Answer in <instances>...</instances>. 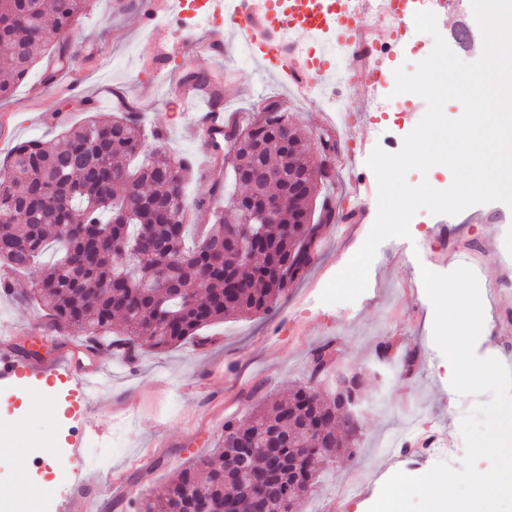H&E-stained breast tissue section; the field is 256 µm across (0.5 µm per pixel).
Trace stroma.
<instances>
[{"label":"stroma","instance_id":"1","mask_svg":"<svg viewBox=\"0 0 512 512\" xmlns=\"http://www.w3.org/2000/svg\"><path fill=\"white\" fill-rule=\"evenodd\" d=\"M124 2L119 9L114 0H91L74 25L77 37L89 44L90 56L50 85L44 84L42 70L52 61L43 59L8 100L0 101V162L21 141L59 143L63 128L81 123L89 111L118 113L127 103L145 132L162 130L173 155L194 168H206L209 159L195 133V106L179 95L184 74L192 70L234 72V80L224 83V110L236 114L240 123H247L258 105L271 98L312 137L332 136L341 129L322 99L298 93L280 73L261 71V51L268 41L279 40V33L256 35L248 48L228 33L222 53L203 54L195 46L210 34L212 24L181 19L173 10L156 20L168 44L162 57L151 46L150 28L140 23L136 0ZM415 7L435 13L441 36L460 60L473 63L481 58L483 37L471 0H457L452 8L444 0H416ZM461 26L471 29V44L455 42ZM345 102L350 126L345 140L337 144L342 151L363 140L368 147L398 152L406 130L427 110L419 97L404 104L389 98L385 111L370 112L368 123L362 124L354 111L355 96H346ZM367 160V154H358L356 170L365 176L369 190L363 218L346 236L337 235L335 224H328L315 263L274 315L225 319L206 329L212 345L199 348L188 341L147 355L133 369L121 356H107L105 387L92 386L84 393L63 376L36 381L32 393L44 402L38 412L22 407L20 390L0 388V442L12 448L11 456L0 461V480H10L18 460L38 445L42 463L35 473L54 481L46 512H57L68 492L66 481L53 478L55 461L70 470L83 469L98 494L111 478L124 475L125 500L104 504L103 512H139L142 500L160 494L189 459L211 453L224 433L225 419L245 418L263 401L286 398L292 386L306 382L311 350L327 342L336 350L340 369L361 375L362 431L355 457L343 455L324 466L305 512H332L337 495L355 475L363 478V490L345 500L343 512H367L395 472L429 471L436 463L429 452L405 454L386 446L404 432L411 411L454 440L462 438L459 396L440 367L444 356L434 343L435 312L421 271L452 272L459 263L449 255L459 248L488 258H512V208L492 202L469 207L464 215L418 211L410 239H389L379 246L366 290L354 302L327 305L320 302L321 293L361 248L377 216V184ZM442 224L448 227L443 234L438 231ZM482 302L487 329L475 352L491 353L512 368V312L496 315L491 296ZM41 315L35 305L0 295V333L18 330L22 345L42 353L80 342L76 333L48 342L37 326ZM385 336L396 338L401 349L416 352L412 368L377 361L373 350ZM215 391L222 394V407L212 403ZM75 433L88 441H115L110 466L102 469L72 459L68 441ZM159 440L167 443L164 453L136 467L144 449Z\"/></svg>","mask_w":512,"mask_h":512}]
</instances>
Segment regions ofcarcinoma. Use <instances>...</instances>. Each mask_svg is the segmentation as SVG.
<instances>
[{
    "instance_id": "obj_1",
    "label": "carcinoma",
    "mask_w": 512,
    "mask_h": 512,
    "mask_svg": "<svg viewBox=\"0 0 512 512\" xmlns=\"http://www.w3.org/2000/svg\"><path fill=\"white\" fill-rule=\"evenodd\" d=\"M89 2L0 0V100L46 54L54 68L45 71L44 83L67 68L69 55L82 48L74 19ZM184 79L220 102L223 86L207 72L189 71ZM62 138L60 145L19 143L0 176V266L33 274L19 299L42 310L51 335L113 336L132 358L144 347L168 349L226 317L272 312L313 262L317 182H306L290 201L306 213L303 224L288 223L286 207L277 224H240L235 207L250 195H285L288 182L277 174L306 168L308 145L287 112H265L252 124L224 131L211 145L213 166L197 174L164 145L145 149L140 122L124 113L93 112L64 129ZM227 161L234 185H243V172L252 175L245 192L229 190ZM194 177L210 187L190 199L186 188ZM47 194L66 205L45 208ZM190 209L212 214L215 223L200 229L188 248ZM50 248L59 259L40 263ZM163 263L171 273L160 281L156 267ZM332 351L330 344L311 351L309 379L293 386L288 399L225 421L214 452L195 458L161 497L146 498L141 512H300L319 470L295 472L289 462L296 448L314 439L328 463L342 451L353 454L358 435L337 416L336 401L312 396L316 370L330 363ZM272 434L287 439L277 484L261 490L225 481L224 465L239 460L243 441L260 445Z\"/></svg>"
}]
</instances>
